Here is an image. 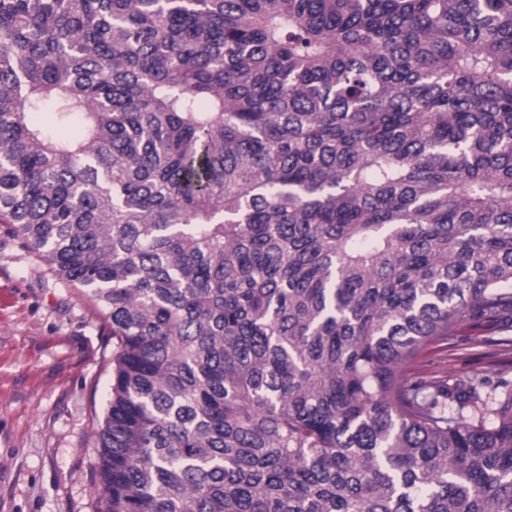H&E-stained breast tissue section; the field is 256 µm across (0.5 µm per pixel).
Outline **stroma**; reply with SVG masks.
<instances>
[{"mask_svg": "<svg viewBox=\"0 0 512 512\" xmlns=\"http://www.w3.org/2000/svg\"><path fill=\"white\" fill-rule=\"evenodd\" d=\"M112 344L80 291L0 223V512H94L93 432ZM423 380L512 377V328L466 323L415 367Z\"/></svg>", "mask_w": 512, "mask_h": 512, "instance_id": "stroma-1", "label": "stroma"}]
</instances>
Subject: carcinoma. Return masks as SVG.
I'll return each instance as SVG.
<instances>
[{
	"instance_id": "cac0c4a2",
	"label": "carcinoma",
	"mask_w": 512,
	"mask_h": 512,
	"mask_svg": "<svg viewBox=\"0 0 512 512\" xmlns=\"http://www.w3.org/2000/svg\"><path fill=\"white\" fill-rule=\"evenodd\" d=\"M0 223L112 339L95 512H512V0H0ZM503 329L492 319L466 323L447 343L431 346L415 366L423 380L480 375L494 384L512 377V328Z\"/></svg>"
}]
</instances>
